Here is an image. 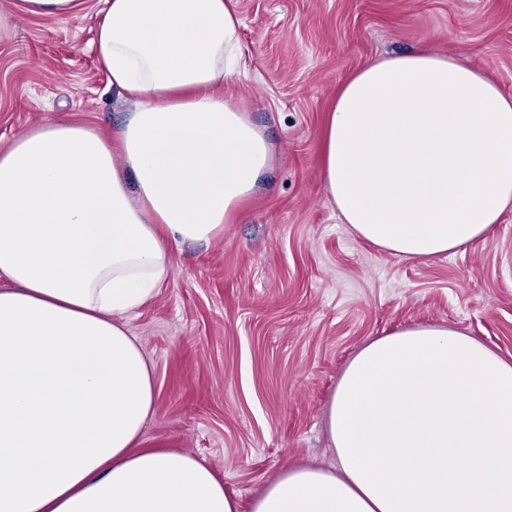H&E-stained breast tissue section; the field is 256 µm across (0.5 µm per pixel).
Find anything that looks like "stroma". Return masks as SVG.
Wrapping results in <instances>:
<instances>
[{
  "instance_id": "obj_1",
  "label": "stroma",
  "mask_w": 512,
  "mask_h": 512,
  "mask_svg": "<svg viewBox=\"0 0 512 512\" xmlns=\"http://www.w3.org/2000/svg\"><path fill=\"white\" fill-rule=\"evenodd\" d=\"M0 0V152L66 120L111 136L125 120L90 45L100 0L74 18L24 17ZM247 66L224 84L277 152L273 171L129 327L154 363L142 445L188 451L240 512L286 468L335 467L328 405L368 341L447 325L512 362V210L484 239L425 262L355 239L327 198L321 134L341 84L425 48L512 96V0H239Z\"/></svg>"
}]
</instances>
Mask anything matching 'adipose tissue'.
<instances>
[{"label": "adipose tissue", "instance_id": "adipose-tissue-1", "mask_svg": "<svg viewBox=\"0 0 512 512\" xmlns=\"http://www.w3.org/2000/svg\"><path fill=\"white\" fill-rule=\"evenodd\" d=\"M237 0H104L92 51L129 108L104 138L67 121L0 153V512H239L195 455L143 449L153 363L128 314L174 249L236 223L274 167L224 93ZM322 180L352 234L403 260L484 238L512 208V97L426 50L340 87ZM251 512H381L346 472L291 467Z\"/></svg>", "mask_w": 512, "mask_h": 512}]
</instances>
